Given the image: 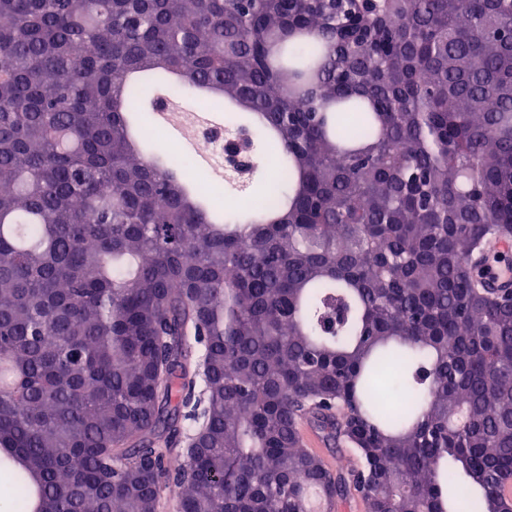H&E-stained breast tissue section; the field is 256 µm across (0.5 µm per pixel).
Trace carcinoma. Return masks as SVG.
I'll return each mask as SVG.
<instances>
[{
	"label": "carcinoma",
	"instance_id": "cac0c4a2",
	"mask_svg": "<svg viewBox=\"0 0 512 512\" xmlns=\"http://www.w3.org/2000/svg\"><path fill=\"white\" fill-rule=\"evenodd\" d=\"M204 89L268 136L261 210L133 143ZM501 239L512 0H0V503L512 512ZM512 253L511 242H496L494 243L489 252L488 265L490 264V257H499L500 261L495 269L487 274V282L493 288H512V263L510 260L504 261L501 257L510 256Z\"/></svg>",
	"mask_w": 512,
	"mask_h": 512
}]
</instances>
